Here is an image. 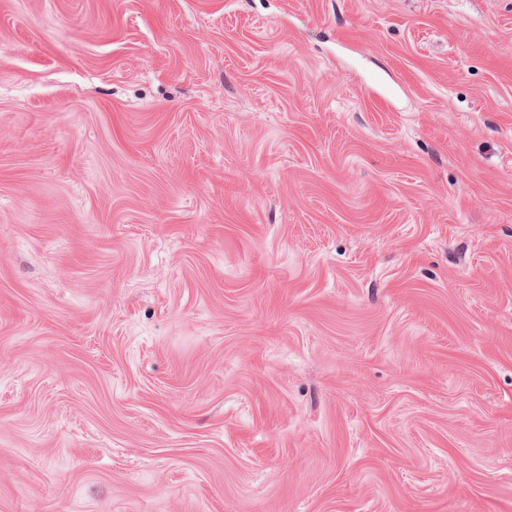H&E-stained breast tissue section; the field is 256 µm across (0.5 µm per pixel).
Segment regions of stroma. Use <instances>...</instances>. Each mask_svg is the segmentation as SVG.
<instances>
[{
  "label": "stroma",
  "mask_w": 512,
  "mask_h": 512,
  "mask_svg": "<svg viewBox=\"0 0 512 512\" xmlns=\"http://www.w3.org/2000/svg\"><path fill=\"white\" fill-rule=\"evenodd\" d=\"M0 512H512V0H0Z\"/></svg>",
  "instance_id": "1"
}]
</instances>
